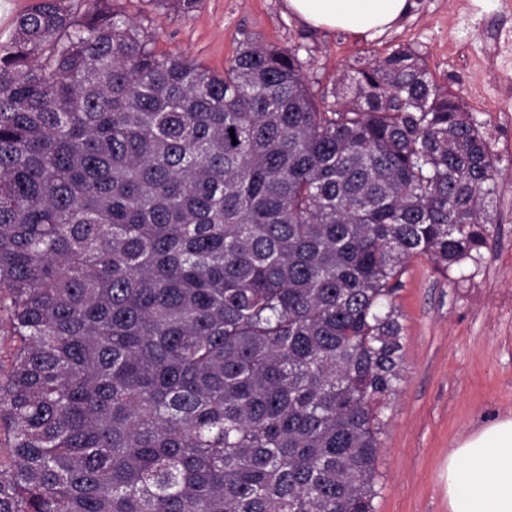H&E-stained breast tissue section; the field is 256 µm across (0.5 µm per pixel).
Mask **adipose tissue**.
Masks as SVG:
<instances>
[{
  "instance_id": "obj_1",
  "label": "adipose tissue",
  "mask_w": 512,
  "mask_h": 512,
  "mask_svg": "<svg viewBox=\"0 0 512 512\" xmlns=\"http://www.w3.org/2000/svg\"><path fill=\"white\" fill-rule=\"evenodd\" d=\"M305 25L369 37L399 23L412 0H284ZM448 512H512V418L463 438L448 454Z\"/></svg>"
}]
</instances>
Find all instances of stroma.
<instances>
[{
    "instance_id": "obj_1",
    "label": "stroma",
    "mask_w": 512,
    "mask_h": 512,
    "mask_svg": "<svg viewBox=\"0 0 512 512\" xmlns=\"http://www.w3.org/2000/svg\"><path fill=\"white\" fill-rule=\"evenodd\" d=\"M414 2L400 27L366 37L309 28L284 0H200L187 14L117 0L157 53L181 51L218 73L248 37L297 50L330 106L356 59L408 47L487 134L499 176L486 245L446 271L409 258L395 297L402 371L383 410L375 512H448L449 449L512 417V0Z\"/></svg>"
}]
</instances>
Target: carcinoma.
Masks as SVG:
<instances>
[{
  "label": "carcinoma",
  "mask_w": 512,
  "mask_h": 512,
  "mask_svg": "<svg viewBox=\"0 0 512 512\" xmlns=\"http://www.w3.org/2000/svg\"><path fill=\"white\" fill-rule=\"evenodd\" d=\"M113 2L0 38V512H375L393 297L485 244L487 138L403 47L330 107L293 50L218 74Z\"/></svg>",
  "instance_id": "obj_1"
}]
</instances>
